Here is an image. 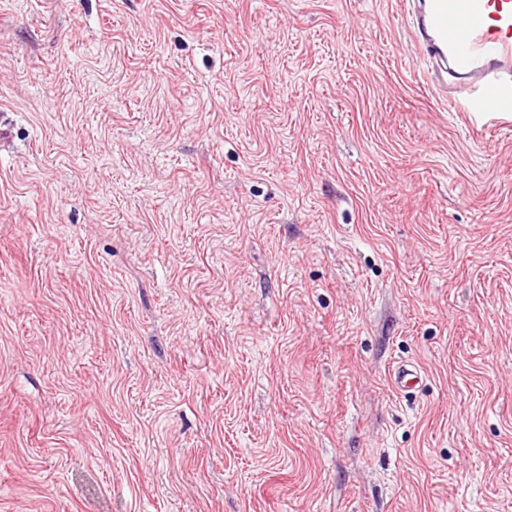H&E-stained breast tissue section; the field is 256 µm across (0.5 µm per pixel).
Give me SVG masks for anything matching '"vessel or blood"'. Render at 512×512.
<instances>
[{"instance_id": "1", "label": "vessel or blood", "mask_w": 512, "mask_h": 512, "mask_svg": "<svg viewBox=\"0 0 512 512\" xmlns=\"http://www.w3.org/2000/svg\"><path fill=\"white\" fill-rule=\"evenodd\" d=\"M410 32L420 46L427 76L449 105L474 125L512 119V0H402ZM423 372L396 363L393 388L405 393Z\"/></svg>"}]
</instances>
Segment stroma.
<instances>
[{
	"label": "stroma",
	"instance_id": "35a3bbf8",
	"mask_svg": "<svg viewBox=\"0 0 512 512\" xmlns=\"http://www.w3.org/2000/svg\"><path fill=\"white\" fill-rule=\"evenodd\" d=\"M424 74L398 0H0V512H512V122ZM421 368L411 361H400L390 372V381L393 388L399 393H406L422 380Z\"/></svg>",
	"mask_w": 512,
	"mask_h": 512
}]
</instances>
